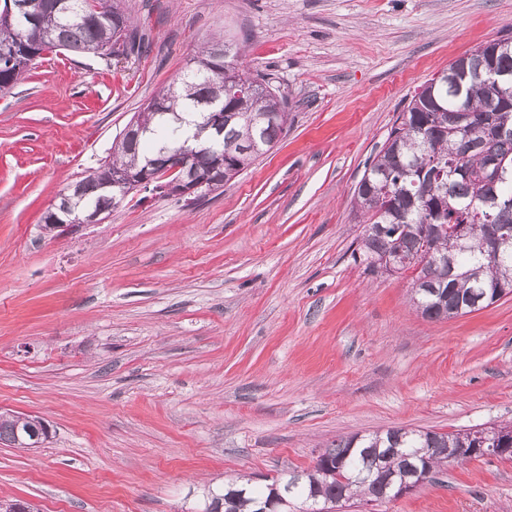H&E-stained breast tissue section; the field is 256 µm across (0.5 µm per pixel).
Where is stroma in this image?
<instances>
[{"label":"stroma","mask_w":512,"mask_h":512,"mask_svg":"<svg viewBox=\"0 0 512 512\" xmlns=\"http://www.w3.org/2000/svg\"><path fill=\"white\" fill-rule=\"evenodd\" d=\"M149 57L43 53L0 96V501L196 512L202 489L303 470L341 436L512 422V294L428 320L355 264L354 191L413 96L512 37V0H125ZM232 39L290 100L277 145L197 202L132 193L104 223L40 224L198 44ZM348 512H512V459L442 468ZM24 415L20 414H12V413H0V443L13 446L14 448H24L21 447L23 443L27 445L40 444L38 448L42 444H44L48 438V433H40L38 431L40 429L42 420L38 417H28L27 422L21 423V417ZM37 436V439H34Z\"/></svg>","instance_id":"35a3bbf8"}]
</instances>
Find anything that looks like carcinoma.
Wrapping results in <instances>:
<instances>
[{"label":"carcinoma","mask_w":512,"mask_h":512,"mask_svg":"<svg viewBox=\"0 0 512 512\" xmlns=\"http://www.w3.org/2000/svg\"><path fill=\"white\" fill-rule=\"evenodd\" d=\"M0 93L22 79L43 52L64 50L111 58L142 56L149 45L120 0H0ZM494 59L507 82L483 76ZM229 87L242 88L229 96ZM160 107L147 105L112 142V153L75 183L77 195L48 210L46 228L66 224L72 213H110L112 174L178 156L209 175L213 192L226 183L215 164L245 150L252 164L281 138L288 97L262 75L242 68L232 43L214 37L190 59L181 77L162 88ZM224 100V122L205 113L210 99ZM359 223L366 225L354 260L377 273L387 257L400 275L410 274V301L428 319H449L494 304L495 291L512 290V38L492 40L430 79L400 113L386 141L355 189ZM502 239L501 250L490 247ZM434 257L422 261L426 244ZM41 419L0 413V443L44 444ZM485 455L461 433L389 428L341 438L309 471H289L263 487L250 481L210 489L199 512H264L277 497V512H335L359 503L380 506L396 499L393 487L428 478L447 464L448 449Z\"/></svg>","instance_id":"1"}]
</instances>
